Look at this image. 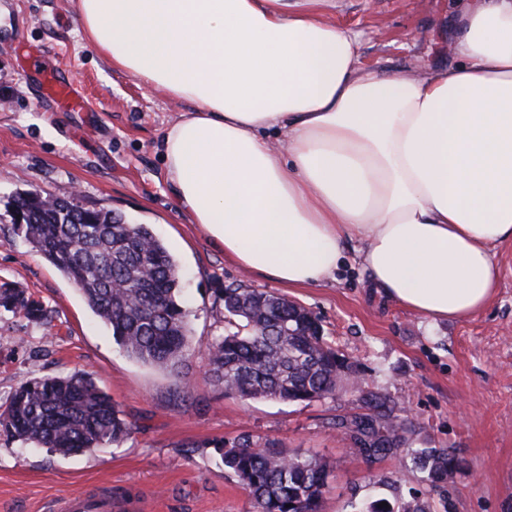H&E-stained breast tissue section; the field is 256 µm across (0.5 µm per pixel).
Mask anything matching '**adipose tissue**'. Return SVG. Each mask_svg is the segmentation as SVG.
Segmentation results:
<instances>
[{
	"label": "adipose tissue",
	"instance_id": "ef3b65f1",
	"mask_svg": "<svg viewBox=\"0 0 512 512\" xmlns=\"http://www.w3.org/2000/svg\"><path fill=\"white\" fill-rule=\"evenodd\" d=\"M336 0H76L114 70L188 110L160 150L172 192L241 269L370 282L433 320L484 309L512 244V0H460L454 66L364 63ZM283 136L274 151L266 133Z\"/></svg>",
	"mask_w": 512,
	"mask_h": 512
}]
</instances>
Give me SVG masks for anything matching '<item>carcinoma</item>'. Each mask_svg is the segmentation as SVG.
I'll list each match as a JSON object with an SVG mask.
<instances>
[{"mask_svg": "<svg viewBox=\"0 0 512 512\" xmlns=\"http://www.w3.org/2000/svg\"><path fill=\"white\" fill-rule=\"evenodd\" d=\"M22 223L14 231L82 293L130 358L165 369L183 364L190 348L189 311L181 300L178 264L147 224H131L105 209L82 207L32 191L10 203ZM224 306V335L208 347V378L226 396L311 402L359 389L351 367L336 364L320 318L269 291L231 283L215 289ZM0 307L31 321L44 318L41 303L22 288L0 285ZM372 413L342 423L369 457L396 456L431 485L448 480L460 461L447 449L412 448L407 422L390 401L362 396ZM131 423L85 373L44 376L20 384L0 410V432L64 456L116 445ZM224 470L248 490L254 512H323L327 463L244 440L233 448L213 443ZM353 503L354 512H429L418 498L380 507Z\"/></svg>", "mask_w": 512, "mask_h": 512, "instance_id": "cac0c4a2", "label": "carcinoma"}]
</instances>
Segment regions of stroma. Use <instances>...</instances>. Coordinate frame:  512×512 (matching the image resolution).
<instances>
[{"label":"stroma","instance_id":"obj_1","mask_svg":"<svg viewBox=\"0 0 512 512\" xmlns=\"http://www.w3.org/2000/svg\"><path fill=\"white\" fill-rule=\"evenodd\" d=\"M454 11V0H339L336 20L360 32L366 63L397 76L454 63ZM27 54L73 77L87 109L67 112L45 95L23 67ZM181 110L112 69L86 41L72 0H0V284L24 288L45 310L34 322L0 308V405L26 380L83 371L132 424L119 445L74 456L1 435L0 512H46L63 496L106 488L137 495L140 512H252L211 447L243 437L327 461L324 512L414 497L431 512H512V246L494 251L499 286L488 306L455 321L431 320L371 288L355 241L345 242V258L324 284L291 288L248 274L171 193L159 144ZM21 191L150 225L178 263L190 312L191 351L181 368L128 357L75 285L14 234L8 203ZM231 282L315 312L361 389L389 397L412 419V447L445 448L461 460L453 478L431 487L397 458L361 453L341 426L362 412L357 394L243 400L212 385L207 346L224 332L214 291Z\"/></svg>","mask_w":512,"mask_h":512}]
</instances>
